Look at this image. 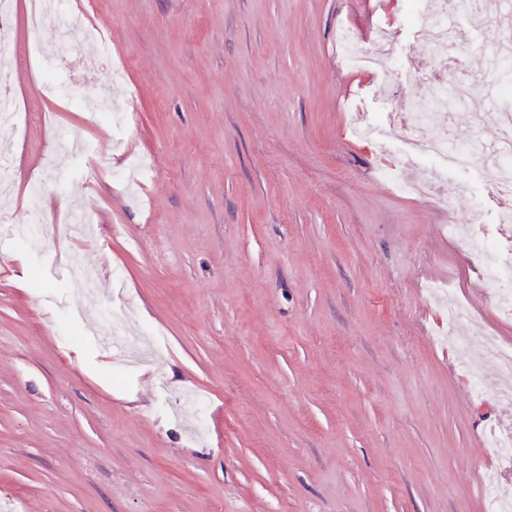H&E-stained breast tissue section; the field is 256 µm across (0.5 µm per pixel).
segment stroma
<instances>
[{
  "label": "stroma",
  "mask_w": 512,
  "mask_h": 512,
  "mask_svg": "<svg viewBox=\"0 0 512 512\" xmlns=\"http://www.w3.org/2000/svg\"><path fill=\"white\" fill-rule=\"evenodd\" d=\"M128 63L114 87L83 66L82 36L45 21L13 43L50 71L43 100L25 69L10 208L31 233L0 235V512H483L487 426L512 405L484 366L474 397L429 297L448 287L512 345L455 217L496 235L512 197L493 171H450L467 196L441 205L396 192L430 162L402 138L362 139L351 115L403 119L431 97V48L405 0H93ZM391 21L398 65L347 67L337 29L361 41ZM110 93L131 124L72 107ZM84 209L93 234L71 240ZM96 264L84 282L74 265ZM123 286L143 343L103 351Z\"/></svg>",
  "instance_id": "obj_1"
}]
</instances>
